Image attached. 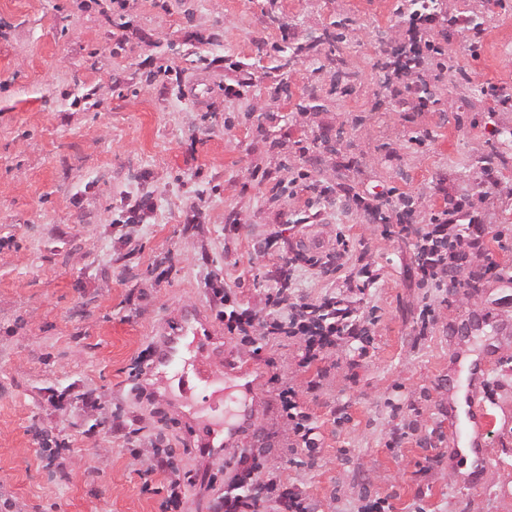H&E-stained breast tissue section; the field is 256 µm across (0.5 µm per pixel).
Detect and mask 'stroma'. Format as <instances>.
Masks as SVG:
<instances>
[{
    "instance_id": "stroma-1",
    "label": "stroma",
    "mask_w": 512,
    "mask_h": 512,
    "mask_svg": "<svg viewBox=\"0 0 512 512\" xmlns=\"http://www.w3.org/2000/svg\"><path fill=\"white\" fill-rule=\"evenodd\" d=\"M399 4L0 0V512H159L165 479L145 469L166 446L181 472L213 479L183 512H209L244 448L318 512H360L369 496L393 512H512V0H438L427 37L446 72L427 76L430 95L385 104ZM314 42L319 55L287 60ZM358 195L418 228L469 200L483 220L472 267L491 275L434 288L414 235L367 223ZM282 253L308 257L297 295L336 297L369 334L303 368L299 339L258 337L255 354L225 333L211 281L261 309ZM184 313L221 334L222 362L255 369L256 396L228 388L224 408L253 420L211 463L185 419L210 415L207 398L168 374L131 388L139 353ZM486 343V467L463 475L451 394L461 355ZM275 375L320 438L299 462ZM112 414L126 437L102 427Z\"/></svg>"
}]
</instances>
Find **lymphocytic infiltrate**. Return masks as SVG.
<instances>
[{
  "instance_id": "lymphocytic-infiltrate-1",
  "label": "lymphocytic infiltrate",
  "mask_w": 512,
  "mask_h": 512,
  "mask_svg": "<svg viewBox=\"0 0 512 512\" xmlns=\"http://www.w3.org/2000/svg\"><path fill=\"white\" fill-rule=\"evenodd\" d=\"M436 20V13L423 6L416 7L405 20L406 40L390 59L389 76L402 84L406 94L420 92L417 75L424 58L435 50L424 35L433 28ZM480 225V214L465 210L460 202L431 215L428 224L415 232V257L423 275L434 279L442 273L447 277V287H459L455 273L464 264L467 248L478 247L477 230ZM293 271L294 264L288 258L277 267L273 277L275 285L267 291L266 312L262 315L234 306L231 296L222 287H214L213 293L226 307L224 326L229 332L239 335L245 343L253 342L258 331L267 336L299 338L303 343L301 364L307 367L344 336L349 311L337 307L331 298L310 304L290 296L288 282ZM276 397L280 416L287 422L296 448H311L316 443L314 428L295 387L278 381ZM236 464L240 471L234 483L213 499L210 512H314L312 503L282 485L278 476L259 457L249 456L243 451ZM149 470L169 477L166 497L161 504L162 512H180L187 487L193 482L192 477L182 476L169 454L153 457Z\"/></svg>"
}]
</instances>
